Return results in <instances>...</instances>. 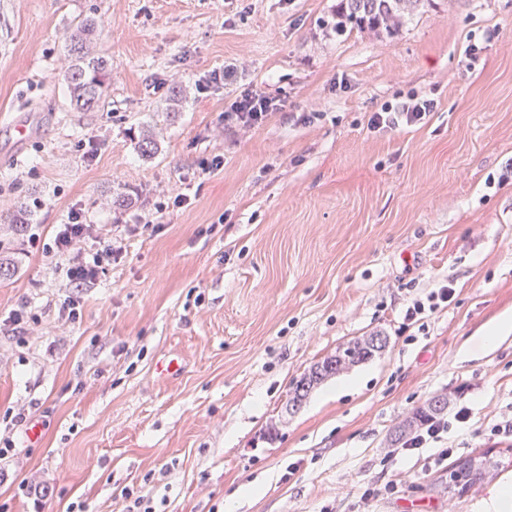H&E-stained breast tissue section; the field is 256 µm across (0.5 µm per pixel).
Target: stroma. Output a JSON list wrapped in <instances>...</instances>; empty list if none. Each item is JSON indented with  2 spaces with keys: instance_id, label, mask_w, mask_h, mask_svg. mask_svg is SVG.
I'll list each match as a JSON object with an SVG mask.
<instances>
[{
  "instance_id": "35a3bbf8",
  "label": "stroma",
  "mask_w": 512,
  "mask_h": 512,
  "mask_svg": "<svg viewBox=\"0 0 512 512\" xmlns=\"http://www.w3.org/2000/svg\"><path fill=\"white\" fill-rule=\"evenodd\" d=\"M337 5L0 0V212L32 208L0 224V512H123L129 493L226 512L249 484L235 512H484L512 483L449 496L438 458L512 447L490 433L512 416V336L483 344L512 320V0H425L391 38L336 34ZM88 16L112 78L104 108L75 112L65 37ZM247 89L281 102L250 130L224 119ZM414 98L435 103L420 123L370 128ZM15 120L34 126L19 149ZM74 209L126 245L86 288L47 258ZM439 282L452 302L404 328ZM68 297L78 321L58 316ZM373 333L388 345L350 367L357 391L322 399L331 377L289 411L310 366ZM165 358L179 375L156 374ZM441 392L469 420L392 443ZM448 427V420L429 421L405 442V447L407 450L425 447L430 442L439 440L448 431Z\"/></svg>"
}]
</instances>
